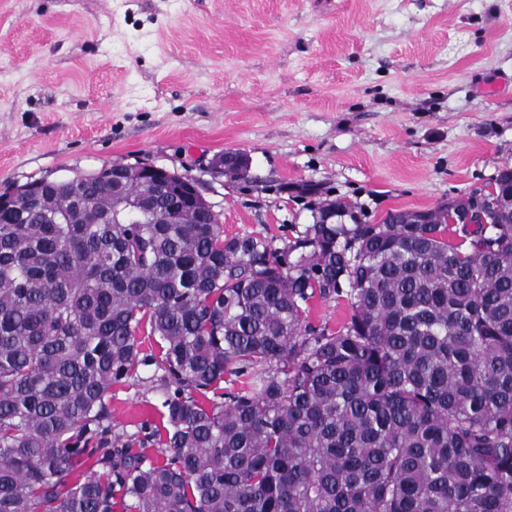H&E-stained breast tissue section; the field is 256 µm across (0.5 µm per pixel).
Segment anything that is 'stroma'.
Here are the masks:
<instances>
[{
  "label": "stroma",
  "mask_w": 512,
  "mask_h": 512,
  "mask_svg": "<svg viewBox=\"0 0 512 512\" xmlns=\"http://www.w3.org/2000/svg\"><path fill=\"white\" fill-rule=\"evenodd\" d=\"M227 150L249 176L204 197L279 247L321 198L375 224L486 188L512 166V0H0V192ZM156 384L113 387L114 432Z\"/></svg>",
  "instance_id": "35a3bbf8"
}]
</instances>
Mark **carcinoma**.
Listing matches in <instances>:
<instances>
[{
  "instance_id": "carcinoma-1",
  "label": "carcinoma",
  "mask_w": 512,
  "mask_h": 512,
  "mask_svg": "<svg viewBox=\"0 0 512 512\" xmlns=\"http://www.w3.org/2000/svg\"><path fill=\"white\" fill-rule=\"evenodd\" d=\"M102 172L0 210V512H512V168L456 238L336 197L281 249L172 190L126 224L145 190ZM350 314V306L345 297L327 301L313 300L310 305L309 321L316 328L328 327L335 330ZM154 367L145 370L143 383L114 386L112 388V426L115 433H136L140 424L151 416L153 408L159 405Z\"/></svg>"
}]
</instances>
